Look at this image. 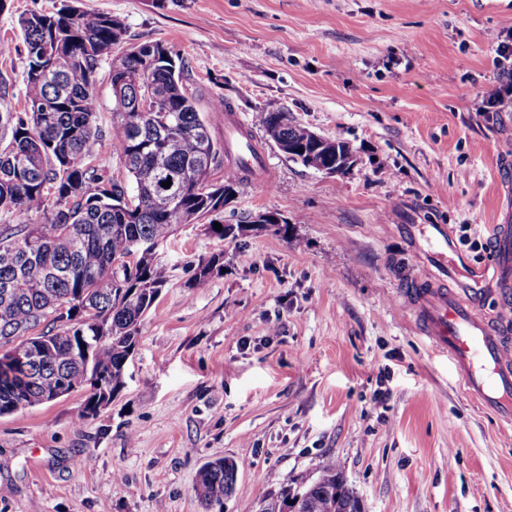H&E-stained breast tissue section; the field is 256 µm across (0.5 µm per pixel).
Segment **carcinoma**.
<instances>
[{
  "label": "carcinoma",
  "instance_id": "carcinoma-1",
  "mask_svg": "<svg viewBox=\"0 0 512 512\" xmlns=\"http://www.w3.org/2000/svg\"><path fill=\"white\" fill-rule=\"evenodd\" d=\"M19 25L26 108L0 107V214L49 210L54 199L65 206L46 224H0V417L49 403L65 386L87 392L82 424L123 385L94 388L86 383L91 370L126 362L174 271L156 252L132 254L131 242L164 244L183 224L214 225L224 212V190L236 193L256 168L242 163L211 188V171L226 152L183 84V65L163 44L144 42L120 54L123 70L110 74L116 108L109 136L128 177L115 179L96 163L104 130L92 90L125 27L108 13L76 8L30 12ZM46 67L51 82L35 76ZM255 123L277 130L285 150L315 147L329 162L353 153L348 142L317 135L272 102ZM222 269V252L187 263V287H205ZM38 338L45 350L28 372L4 366ZM239 467L231 457L199 467L195 490L206 509L232 496ZM297 500L309 512H363L334 460L264 499L258 512H290L288 502Z\"/></svg>",
  "mask_w": 512,
  "mask_h": 512
}]
</instances>
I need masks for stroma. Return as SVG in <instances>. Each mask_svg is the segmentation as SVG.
<instances>
[{"label": "stroma", "instance_id": "1", "mask_svg": "<svg viewBox=\"0 0 512 512\" xmlns=\"http://www.w3.org/2000/svg\"><path fill=\"white\" fill-rule=\"evenodd\" d=\"M63 0H6V104L23 111L21 15ZM121 19L127 45L162 42L200 112L232 106L263 175L223 221L276 212L289 230L220 239L185 224L159 250L176 266L146 317L124 386L84 424L75 391L0 417V512H203L207 459L240 461L223 512H254L336 460L364 512H512V426L471 398L422 333L410 279L450 261L494 310L483 270L512 158V96L485 111L495 33L512 0H80ZM276 102L347 141L336 176L286 158L254 122ZM448 228L433 256V225ZM223 253L201 289L180 266ZM388 395L376 403L377 388Z\"/></svg>", "mask_w": 512, "mask_h": 512}]
</instances>
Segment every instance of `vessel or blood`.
Returning a JSON list of instances; mask_svg holds the SVG:
<instances>
[{
	"instance_id": "obj_1",
	"label": "vessel or blood",
	"mask_w": 512,
	"mask_h": 512,
	"mask_svg": "<svg viewBox=\"0 0 512 512\" xmlns=\"http://www.w3.org/2000/svg\"><path fill=\"white\" fill-rule=\"evenodd\" d=\"M493 272L501 298L512 296V225L492 228ZM407 299L418 310L424 333L448 354L467 391L512 424V309L499 320L484 311L475 288L451 287L445 277L412 281Z\"/></svg>"
}]
</instances>
